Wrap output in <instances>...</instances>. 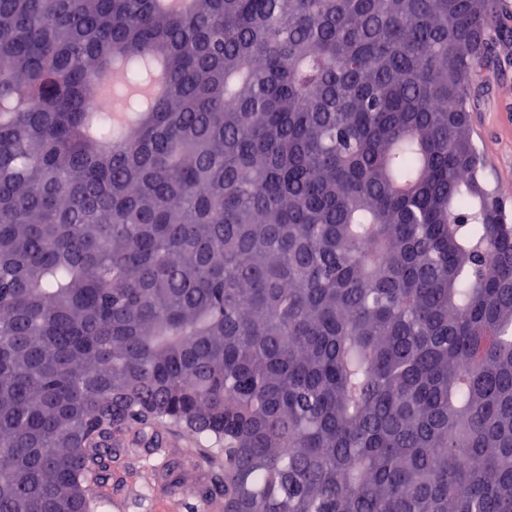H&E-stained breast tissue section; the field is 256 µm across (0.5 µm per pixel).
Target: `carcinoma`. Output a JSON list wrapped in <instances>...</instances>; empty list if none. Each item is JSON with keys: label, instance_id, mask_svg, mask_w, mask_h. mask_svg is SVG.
<instances>
[{"label": "carcinoma", "instance_id": "1", "mask_svg": "<svg viewBox=\"0 0 512 512\" xmlns=\"http://www.w3.org/2000/svg\"><path fill=\"white\" fill-rule=\"evenodd\" d=\"M510 39L498 0H0V512H97L169 427L224 512H512L468 120Z\"/></svg>", "mask_w": 512, "mask_h": 512}]
</instances>
